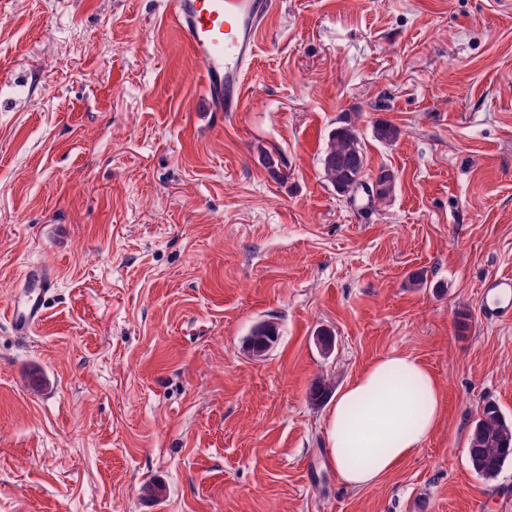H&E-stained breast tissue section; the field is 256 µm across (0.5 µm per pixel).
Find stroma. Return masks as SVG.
<instances>
[{"mask_svg": "<svg viewBox=\"0 0 512 512\" xmlns=\"http://www.w3.org/2000/svg\"><path fill=\"white\" fill-rule=\"evenodd\" d=\"M166 12L0 0V512H512V465L466 453L484 404L512 418V317L482 306L512 274V0H278L239 112ZM346 118L367 181L395 176L372 207L320 169ZM34 266L56 285L21 336L3 312ZM392 353L445 412L351 490L309 389ZM485 288H487V302L484 304L485 311L489 313L491 316L495 317H508L511 315L512 308L509 307V303L506 306L500 307L495 304H490L489 302V294L498 290L499 288L509 289L511 292L512 288V278L510 276H495L488 283L485 284ZM250 349L256 356H262L277 341V328L270 322L255 327L251 334Z\"/></svg>", "mask_w": 512, "mask_h": 512, "instance_id": "1", "label": "stroma"}]
</instances>
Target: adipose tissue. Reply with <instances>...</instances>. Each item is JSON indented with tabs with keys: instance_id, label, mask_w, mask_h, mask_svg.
Returning a JSON list of instances; mask_svg holds the SVG:
<instances>
[{
	"instance_id": "obj_1",
	"label": "adipose tissue",
	"mask_w": 512,
	"mask_h": 512,
	"mask_svg": "<svg viewBox=\"0 0 512 512\" xmlns=\"http://www.w3.org/2000/svg\"><path fill=\"white\" fill-rule=\"evenodd\" d=\"M444 411L436 377L406 354L383 357L332 399L325 418L329 461L341 483L379 484L421 448Z\"/></svg>"
}]
</instances>
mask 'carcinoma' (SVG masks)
Returning <instances> with one entry per match:
<instances>
[{
  "mask_svg": "<svg viewBox=\"0 0 512 512\" xmlns=\"http://www.w3.org/2000/svg\"><path fill=\"white\" fill-rule=\"evenodd\" d=\"M365 143L355 123L343 121L328 134L321 165L325 180L340 196L355 198L362 193L373 206L393 189L395 176L382 168L377 175L379 189L363 181L366 165ZM277 328L270 322L255 327L250 349L263 355L277 341ZM468 463L471 470L484 479L496 478L506 464L512 463V421L507 420L496 405L486 404L474 421L468 437Z\"/></svg>",
  "mask_w": 512,
  "mask_h": 512,
  "instance_id": "1",
  "label": "carcinoma"
}]
</instances>
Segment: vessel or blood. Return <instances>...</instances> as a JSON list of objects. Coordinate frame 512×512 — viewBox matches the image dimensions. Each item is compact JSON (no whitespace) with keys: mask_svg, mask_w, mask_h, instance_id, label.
<instances>
[{"mask_svg":"<svg viewBox=\"0 0 512 512\" xmlns=\"http://www.w3.org/2000/svg\"><path fill=\"white\" fill-rule=\"evenodd\" d=\"M273 8V0H171L169 21L202 65L213 111H241L244 78L254 65L263 20ZM27 276L35 288L15 291L8 310L10 325L21 335L41 321L44 299L55 286L44 270H29Z\"/></svg>","mask_w":512,"mask_h":512,"instance_id":"vessel-or-blood-1","label":"vessel or blood"}]
</instances>
